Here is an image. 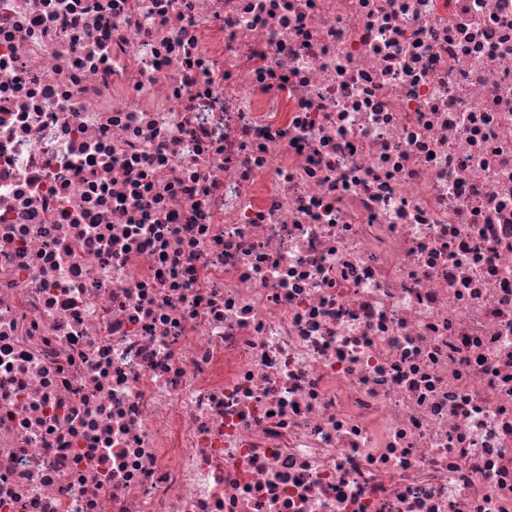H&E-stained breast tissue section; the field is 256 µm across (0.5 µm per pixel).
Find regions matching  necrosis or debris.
I'll return each instance as SVG.
<instances>
[{
  "mask_svg": "<svg viewBox=\"0 0 512 512\" xmlns=\"http://www.w3.org/2000/svg\"><path fill=\"white\" fill-rule=\"evenodd\" d=\"M0 512H512V0H0Z\"/></svg>",
  "mask_w": 512,
  "mask_h": 512,
  "instance_id": "4bbe7bcc",
  "label": "necrosis or debris"
}]
</instances>
